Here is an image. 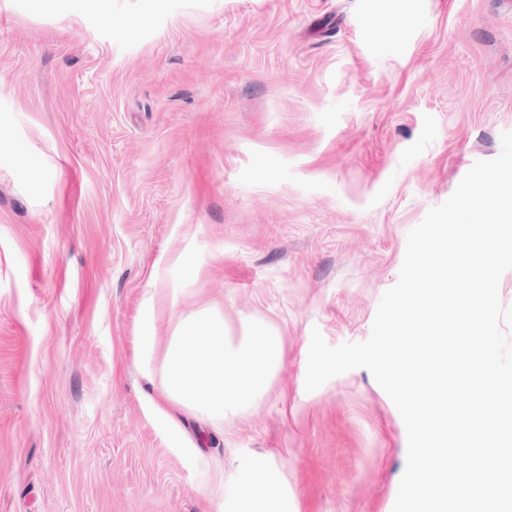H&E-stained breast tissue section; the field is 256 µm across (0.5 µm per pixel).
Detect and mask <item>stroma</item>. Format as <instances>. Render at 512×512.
I'll return each instance as SVG.
<instances>
[{"label": "stroma", "instance_id": "1", "mask_svg": "<svg viewBox=\"0 0 512 512\" xmlns=\"http://www.w3.org/2000/svg\"><path fill=\"white\" fill-rule=\"evenodd\" d=\"M0 0V512H393L405 424L366 341L407 235L512 131V0ZM284 359L223 428L155 413L153 283ZM268 487L279 493L268 494ZM238 512H293L288 489L282 485V475L271 460V455L257 458L251 470L242 474L237 482Z\"/></svg>", "mask_w": 512, "mask_h": 512}]
</instances>
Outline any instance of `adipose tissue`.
I'll return each instance as SVG.
<instances>
[{
    "label": "adipose tissue",
    "instance_id": "adipose-tissue-1",
    "mask_svg": "<svg viewBox=\"0 0 512 512\" xmlns=\"http://www.w3.org/2000/svg\"><path fill=\"white\" fill-rule=\"evenodd\" d=\"M139 357L145 371H157L161 395L177 417L211 423L248 408L266 392L283 362L278 332L261 321L231 336L215 308L182 316L166 289L151 288L141 313ZM174 323L163 352L155 335L163 322ZM238 512H293L282 475L270 457L257 458L237 482Z\"/></svg>",
    "mask_w": 512,
    "mask_h": 512
}]
</instances>
